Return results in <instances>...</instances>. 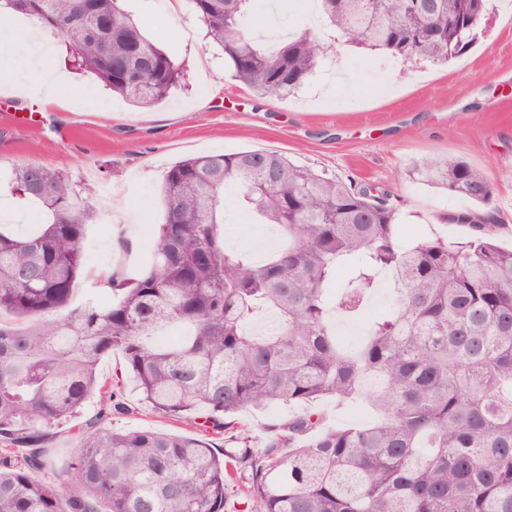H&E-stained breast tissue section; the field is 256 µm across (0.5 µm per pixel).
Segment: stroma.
I'll return each instance as SVG.
<instances>
[{
  "mask_svg": "<svg viewBox=\"0 0 512 512\" xmlns=\"http://www.w3.org/2000/svg\"><path fill=\"white\" fill-rule=\"evenodd\" d=\"M500 2L486 0L476 42L448 63L340 44L299 89L262 98L231 79L191 0L175 14L162 0H122L183 69L184 86L140 109L94 76L67 69L58 53L51 63L69 75L59 103L42 110L26 98L0 95V211L14 216L6 228L21 233L17 216L34 209L9 192L6 177L18 165L63 170L78 185H111L112 200L95 204L97 219L86 230L84 251L97 261L84 264L70 302L74 308L108 304L121 294L104 287L98 271L112 264L130 278L148 266L164 219L159 188L173 162L211 152L276 151L356 185L390 191L405 241L463 240L468 227L442 217L465 208L466 200L407 175L413 161L433 156L458 157L487 174L505 224L499 240L510 248L512 23L502 21ZM18 107L41 111L44 124L13 123L8 114ZM224 240L238 251L271 248L233 190L225 195ZM124 397L133 410L112 417L113 429L182 431L181 423L140 404L133 385L125 386ZM98 409V397H91L80 415L52 429L45 446L55 467L38 472V479L52 480L55 468L76 456L81 427Z\"/></svg>",
  "mask_w": 512,
  "mask_h": 512,
  "instance_id": "35a3bbf8",
  "label": "stroma"
}]
</instances>
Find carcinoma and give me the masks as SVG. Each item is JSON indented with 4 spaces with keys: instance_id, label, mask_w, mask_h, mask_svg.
I'll return each instance as SVG.
<instances>
[{
    "instance_id": "cac0c4a2",
    "label": "carcinoma",
    "mask_w": 512,
    "mask_h": 512,
    "mask_svg": "<svg viewBox=\"0 0 512 512\" xmlns=\"http://www.w3.org/2000/svg\"><path fill=\"white\" fill-rule=\"evenodd\" d=\"M231 77L263 97L300 88L328 45L311 30L272 53L248 38L250 0H192ZM486 0H320L322 27L344 45L447 62L475 41ZM0 0L63 38L68 61L138 107L183 79L120 0ZM70 21L68 33L56 23ZM153 70L137 87L125 73ZM409 175L473 203L448 214L462 242L409 245L385 191L298 165L267 150L189 157L167 168L165 206L149 269L111 278L121 299L71 309L94 188L38 163L13 169L16 196L47 215L31 235L0 230V512H224L233 476L248 512H512V250L484 171L459 158L416 160ZM287 243L257 262L224 245V191ZM395 304L352 349L335 321L362 315L382 277ZM118 352L153 410L191 433L116 431L123 377L99 381ZM77 458L52 481L40 448L93 394ZM366 400L377 419L323 429L313 403ZM293 408L253 451L237 416ZM238 432L216 452L208 435ZM32 449L18 456L13 447Z\"/></svg>"
}]
</instances>
